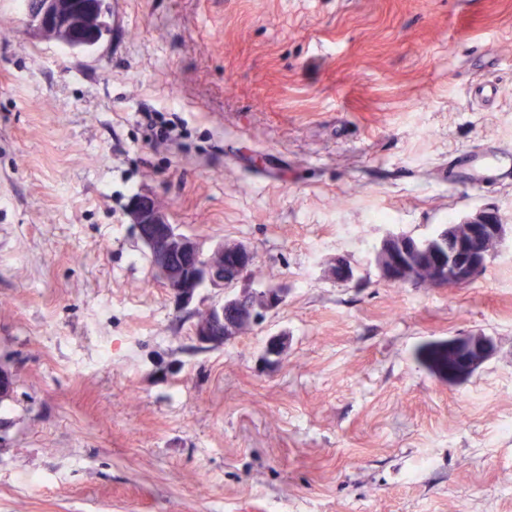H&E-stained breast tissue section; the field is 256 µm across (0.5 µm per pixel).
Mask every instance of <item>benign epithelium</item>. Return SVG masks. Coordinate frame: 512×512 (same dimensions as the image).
<instances>
[{
	"instance_id": "7a95c632",
	"label": "benign epithelium",
	"mask_w": 512,
	"mask_h": 512,
	"mask_svg": "<svg viewBox=\"0 0 512 512\" xmlns=\"http://www.w3.org/2000/svg\"><path fill=\"white\" fill-rule=\"evenodd\" d=\"M32 19L42 30L50 28L71 31L75 44L98 41L97 35H87L92 30V16H87L82 26L74 28L71 17L62 9L61 0H33ZM131 215L139 239L146 247L155 278L169 291L177 306H186L194 301L203 288L220 292L231 290L232 295L244 298L251 296L263 300L252 321L263 313L277 308L285 300L288 289L283 287L258 288L252 277L255 264L254 252L245 244L220 241L206 250L196 239L179 231L171 224L157 206L141 200L135 201ZM462 224L463 232L451 246H436L405 234L399 238L412 240L413 247L393 256L386 281L398 285H416V270L425 264L431 265V284L438 288L462 287L474 280L485 268L496 249L503 243L505 227L494 210L479 209L458 222L448 224V233ZM336 282L347 284L354 279L350 263L336 259L332 268ZM206 318L196 322L194 334L203 344H224L236 336L224 329V301L206 307ZM457 363L469 370L485 357V348L480 344L456 346L453 350Z\"/></svg>"
}]
</instances>
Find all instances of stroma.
<instances>
[{
	"label": "stroma",
	"mask_w": 512,
	"mask_h": 512,
	"mask_svg": "<svg viewBox=\"0 0 512 512\" xmlns=\"http://www.w3.org/2000/svg\"><path fill=\"white\" fill-rule=\"evenodd\" d=\"M108 3L85 48L0 0V512H512V180L460 162L512 147V0ZM138 198L285 301L200 344L218 295L176 306ZM479 208L506 240L470 284L381 277L387 235ZM470 341L455 380L424 359ZM453 354L463 371L469 370L479 364L485 357V348L481 344L453 346Z\"/></svg>",
	"instance_id": "35a3bbf8"
}]
</instances>
